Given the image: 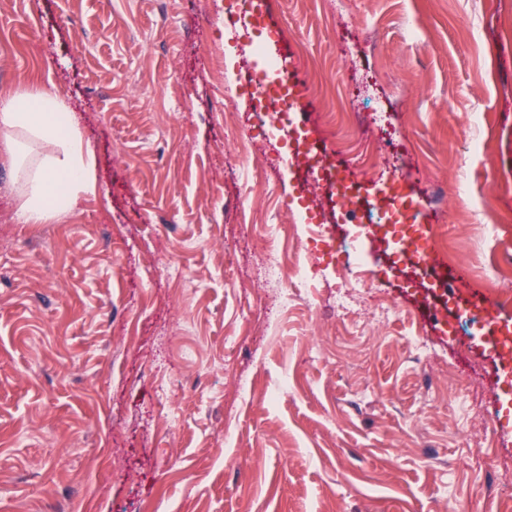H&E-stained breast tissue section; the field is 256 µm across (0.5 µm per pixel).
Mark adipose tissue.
I'll list each match as a JSON object with an SVG mask.
<instances>
[{
    "label": "adipose tissue",
    "instance_id": "obj_1",
    "mask_svg": "<svg viewBox=\"0 0 512 512\" xmlns=\"http://www.w3.org/2000/svg\"><path fill=\"white\" fill-rule=\"evenodd\" d=\"M0 145L11 158L21 224L68 217L96 189V157L78 116L54 93H0Z\"/></svg>",
    "mask_w": 512,
    "mask_h": 512
}]
</instances>
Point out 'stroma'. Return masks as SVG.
<instances>
[{
  "label": "stroma",
  "instance_id": "stroma-1",
  "mask_svg": "<svg viewBox=\"0 0 512 512\" xmlns=\"http://www.w3.org/2000/svg\"><path fill=\"white\" fill-rule=\"evenodd\" d=\"M253 44L226 0H0V91L58 93L96 193L20 224L0 149V512H502L512 397L447 302L512 289V0H265ZM234 65H227V52ZM287 61L310 136L350 180L392 171L470 276L424 302L413 258L370 260L388 325L356 332L307 240L290 287L280 224L345 226L301 190L250 105ZM484 150L469 145L472 113ZM433 356L414 360L408 340ZM489 426L491 440L472 433Z\"/></svg>",
  "mask_w": 512,
  "mask_h": 512
}]
</instances>
